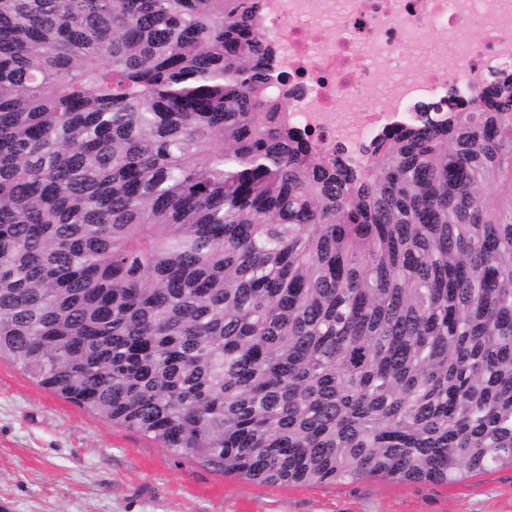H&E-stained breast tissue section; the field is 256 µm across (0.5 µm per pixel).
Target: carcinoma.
<instances>
[{
    "label": "carcinoma",
    "instance_id": "cac0c4a2",
    "mask_svg": "<svg viewBox=\"0 0 512 512\" xmlns=\"http://www.w3.org/2000/svg\"><path fill=\"white\" fill-rule=\"evenodd\" d=\"M263 0H0V359L268 484L512 466V67L346 165Z\"/></svg>",
    "mask_w": 512,
    "mask_h": 512
}]
</instances>
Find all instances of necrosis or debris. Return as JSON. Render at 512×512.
Returning a JSON list of instances; mask_svg holds the SVG:
<instances>
[{
	"instance_id": "obj_1",
	"label": "necrosis or debris",
	"mask_w": 512,
	"mask_h": 512,
	"mask_svg": "<svg viewBox=\"0 0 512 512\" xmlns=\"http://www.w3.org/2000/svg\"><path fill=\"white\" fill-rule=\"evenodd\" d=\"M329 36L316 38V24ZM263 35L278 53L294 127L353 164L382 133L418 120L424 103L469 99L512 66V0H264ZM425 55L423 68L407 56Z\"/></svg>"
}]
</instances>
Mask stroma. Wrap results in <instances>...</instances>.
Listing matches in <instances>:
<instances>
[{
    "label": "stroma",
    "mask_w": 512,
    "mask_h": 512,
    "mask_svg": "<svg viewBox=\"0 0 512 512\" xmlns=\"http://www.w3.org/2000/svg\"><path fill=\"white\" fill-rule=\"evenodd\" d=\"M0 512H512V467L452 486L247 481L104 421L4 359Z\"/></svg>",
    "instance_id": "obj_1"
}]
</instances>
